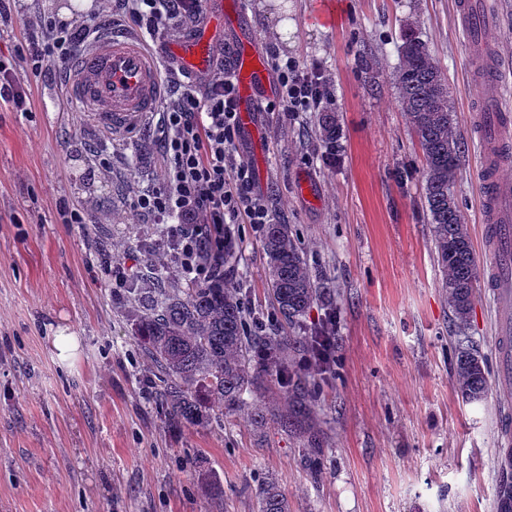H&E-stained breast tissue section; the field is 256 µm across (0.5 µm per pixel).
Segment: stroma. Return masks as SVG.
I'll return each instance as SVG.
<instances>
[{"label":"stroma","instance_id":"1","mask_svg":"<svg viewBox=\"0 0 512 512\" xmlns=\"http://www.w3.org/2000/svg\"><path fill=\"white\" fill-rule=\"evenodd\" d=\"M296 32L283 53L327 64L342 129L335 164L321 159L318 115L295 123L256 113L240 157L278 218L297 231L308 264L332 280L340 310L336 379L317 427L319 474L304 441L247 413L174 428L147 389L152 368L132 336L131 307L113 294L100 250L136 265L145 288H180L150 273L125 198L136 138L110 141L112 177L89 172L102 140L50 78L33 81L32 111L0 102V512H257L260 477L277 478L290 512H496L504 451L497 419L512 388L491 383L480 404L454 383L456 328L435 261L423 194V154L394 84L405 27L418 30L448 78L463 147L456 197L482 245L471 127V55L455 0H289ZM95 216L64 224L63 205ZM225 278L252 311L271 310L262 232L234 224ZM495 303L476 290L467 329L497 364ZM78 336L67 361L51 328ZM214 474L218 490L198 475Z\"/></svg>","mask_w":512,"mask_h":512}]
</instances>
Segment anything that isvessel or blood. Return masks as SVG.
Instances as JSON below:
<instances>
[{"instance_id":"vessel-or-blood-1","label":"vessel or blood","mask_w":512,"mask_h":512,"mask_svg":"<svg viewBox=\"0 0 512 512\" xmlns=\"http://www.w3.org/2000/svg\"><path fill=\"white\" fill-rule=\"evenodd\" d=\"M456 9L465 41L472 47L496 19L499 0H457ZM248 11V0H208L206 22L168 48L184 71L203 77L216 64L225 31H238L232 69L241 91V121L246 128L257 107L252 93L269 79L252 36L240 33ZM66 89L98 126L116 135H130L157 112L167 94V82L157 54L114 26L97 33L91 48L75 58ZM507 93L502 77H495L473 117L474 132L487 145L477 170L484 249L490 257L484 286L493 294L497 308L498 378L504 385L512 383V185L500 181L496 169L500 156L512 152Z\"/></svg>"}]
</instances>
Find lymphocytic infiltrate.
<instances>
[{
    "label": "lymphocytic infiltrate",
    "mask_w": 512,
    "mask_h": 512,
    "mask_svg": "<svg viewBox=\"0 0 512 512\" xmlns=\"http://www.w3.org/2000/svg\"><path fill=\"white\" fill-rule=\"evenodd\" d=\"M205 0H110L108 16L131 24L156 51L200 22ZM100 25L99 15L63 21L42 14L15 19L10 0H0V36L22 28L15 54L0 55V101L19 112L31 109L30 77L67 73L79 47ZM275 76L272 96L260 108L297 120L304 112H324L334 99L332 79L320 62L282 54L267 42ZM170 90L159 114L156 139L162 168L159 184L137 187L130 199L134 216L158 224L162 236L155 254L171 260L191 284H206L224 268V229L229 224L256 228L277 221L264 195L255 189L252 166L237 156L242 136L237 80L224 63L194 78L162 62Z\"/></svg>",
    "instance_id": "lymphocytic-infiltrate-1"
}]
</instances>
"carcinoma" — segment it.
<instances>
[{"instance_id": "obj_1", "label": "carcinoma", "mask_w": 512, "mask_h": 512, "mask_svg": "<svg viewBox=\"0 0 512 512\" xmlns=\"http://www.w3.org/2000/svg\"><path fill=\"white\" fill-rule=\"evenodd\" d=\"M476 83L495 73L489 46L472 52ZM395 85L399 104L423 153V190L432 226V241L442 288L458 329L470 320L479 265L464 224L454 186L462 143L457 134L448 79L428 44L413 30L403 34ZM322 156L342 149L338 115L318 119ZM267 257L273 312L259 328L250 325L243 291L224 281L191 288H128L132 332L154 371L152 395L158 414L175 425L203 426L246 407L244 395L260 396L277 387L285 411L253 403L256 427L278 421L322 448L315 429L321 382L334 371L336 353L324 370L302 365L305 354H320L331 335L329 319L337 316L331 282L309 266L289 224H267ZM325 317L306 326L314 307ZM454 380L463 402L482 401L488 391L486 358L468 336L456 337ZM257 512H289L288 497L273 477L258 485Z\"/></svg>"}]
</instances>
